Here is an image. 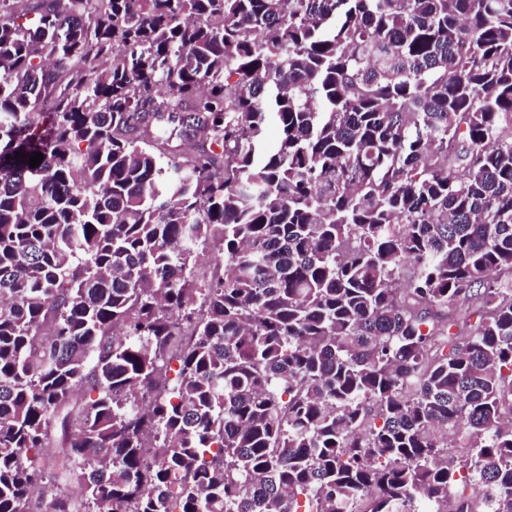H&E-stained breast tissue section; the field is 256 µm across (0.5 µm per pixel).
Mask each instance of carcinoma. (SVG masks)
<instances>
[{
    "label": "carcinoma",
    "mask_w": 512,
    "mask_h": 512,
    "mask_svg": "<svg viewBox=\"0 0 512 512\" xmlns=\"http://www.w3.org/2000/svg\"><path fill=\"white\" fill-rule=\"evenodd\" d=\"M506 403L512 0H0V512H512Z\"/></svg>",
    "instance_id": "obj_1"
}]
</instances>
